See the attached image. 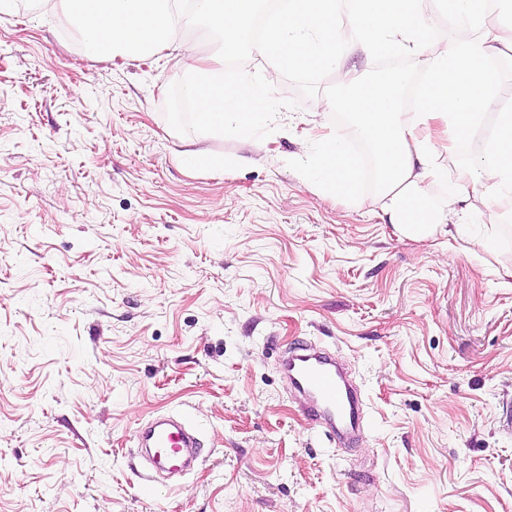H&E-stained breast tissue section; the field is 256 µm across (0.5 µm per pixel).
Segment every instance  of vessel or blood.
I'll return each mask as SVG.
<instances>
[{
	"mask_svg": "<svg viewBox=\"0 0 512 512\" xmlns=\"http://www.w3.org/2000/svg\"><path fill=\"white\" fill-rule=\"evenodd\" d=\"M282 372L290 385L306 397L310 414L329 425L355 430L359 395L334 359L301 346L283 361ZM142 442L150 450L146 461L154 472L184 469L198 457L196 434L182 419L153 422L143 431Z\"/></svg>",
	"mask_w": 512,
	"mask_h": 512,
	"instance_id": "vessel-or-blood-1",
	"label": "vessel or blood"
}]
</instances>
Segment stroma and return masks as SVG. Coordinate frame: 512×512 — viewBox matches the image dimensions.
<instances>
[{"instance_id":"35a3bbf8","label":"stroma","mask_w":512,"mask_h":512,"mask_svg":"<svg viewBox=\"0 0 512 512\" xmlns=\"http://www.w3.org/2000/svg\"><path fill=\"white\" fill-rule=\"evenodd\" d=\"M183 82L86 55L52 0L0 12V512H512V198L492 249L409 237L290 163L348 128L335 70H281L276 123L196 142ZM299 341L359 383L353 445L289 390ZM169 413L202 455L149 490L137 431Z\"/></svg>"}]
</instances>
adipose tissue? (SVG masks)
<instances>
[{
	"label": "adipose tissue",
	"instance_id": "ef3b65f1",
	"mask_svg": "<svg viewBox=\"0 0 512 512\" xmlns=\"http://www.w3.org/2000/svg\"><path fill=\"white\" fill-rule=\"evenodd\" d=\"M444 2L439 17L426 10L424 0H287L258 44L271 63L270 85L283 67L337 70L342 95L335 106L349 116L354 134L369 144L382 171L377 193L383 210L414 238L450 220L462 236L471 235L477 223H502L496 207L477 212L467 205L470 188L512 196V104L504 101L492 66L512 59V24L487 27L488 0ZM55 4L92 55L135 60L175 49V64L186 77L182 94L194 105L201 134H246L272 121L263 90L250 78L224 79V65L238 53L262 0H191V21L214 42L206 55L196 40L174 41V0ZM443 19L448 22L444 39L439 36ZM356 44L376 58L424 60L427 76L410 110L400 103L403 74L364 81L341 68V59ZM489 118L494 130L481 155L449 175L436 163L432 141L445 140L448 151H455ZM292 162L322 200L354 201L363 193L343 135L301 142Z\"/></svg>",
	"mask_w": 512,
	"mask_h": 512
}]
</instances>
